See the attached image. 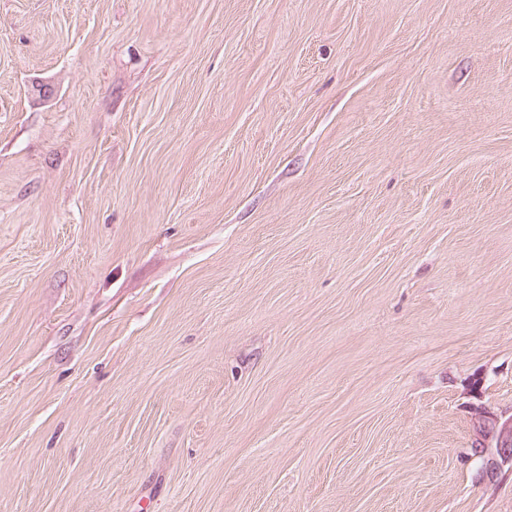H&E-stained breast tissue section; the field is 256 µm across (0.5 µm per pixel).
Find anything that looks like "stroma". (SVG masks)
<instances>
[{
	"label": "stroma",
	"mask_w": 512,
	"mask_h": 512,
	"mask_svg": "<svg viewBox=\"0 0 512 512\" xmlns=\"http://www.w3.org/2000/svg\"><path fill=\"white\" fill-rule=\"evenodd\" d=\"M512 0H0V512H512ZM472 437L470 450L477 458L512 461V415L494 413L477 407L471 415ZM491 457V458H489Z\"/></svg>",
	"instance_id": "obj_1"
}]
</instances>
